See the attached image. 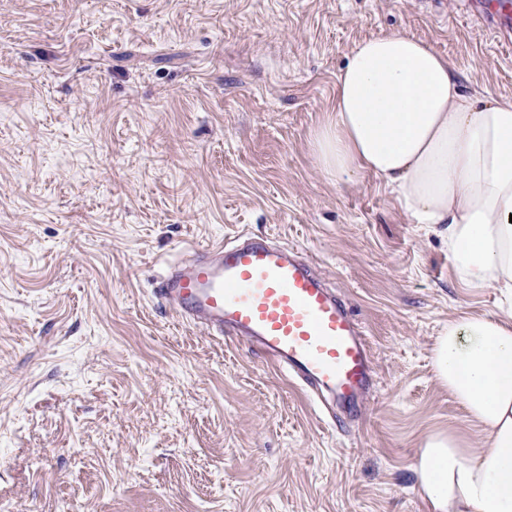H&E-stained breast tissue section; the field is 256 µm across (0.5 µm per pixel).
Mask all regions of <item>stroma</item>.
<instances>
[{
    "instance_id": "35a3bbf8",
    "label": "stroma",
    "mask_w": 512,
    "mask_h": 512,
    "mask_svg": "<svg viewBox=\"0 0 512 512\" xmlns=\"http://www.w3.org/2000/svg\"><path fill=\"white\" fill-rule=\"evenodd\" d=\"M405 30L463 93L512 48L460 0H0V504L11 512H431L425 437L487 443L432 346L495 296L394 193L318 168L353 46ZM300 247L364 325L375 386L335 431L248 344L177 321L166 262L239 231Z\"/></svg>"
}]
</instances>
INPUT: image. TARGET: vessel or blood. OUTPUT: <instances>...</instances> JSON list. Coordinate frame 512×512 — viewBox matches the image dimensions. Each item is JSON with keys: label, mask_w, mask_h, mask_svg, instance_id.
Listing matches in <instances>:
<instances>
[{"label": "vessel or blood", "mask_w": 512, "mask_h": 512, "mask_svg": "<svg viewBox=\"0 0 512 512\" xmlns=\"http://www.w3.org/2000/svg\"><path fill=\"white\" fill-rule=\"evenodd\" d=\"M469 7L503 46L512 45V20L484 11L482 0ZM156 294L179 321L259 350L327 425L361 415L374 382L365 331L348 299L298 248L242 231L168 263Z\"/></svg>", "instance_id": "b4317fda"}]
</instances>
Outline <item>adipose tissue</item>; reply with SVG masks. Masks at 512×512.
I'll return each mask as SVG.
<instances>
[{"label": "adipose tissue", "mask_w": 512, "mask_h": 512, "mask_svg": "<svg viewBox=\"0 0 512 512\" xmlns=\"http://www.w3.org/2000/svg\"><path fill=\"white\" fill-rule=\"evenodd\" d=\"M312 150L329 178L390 187L447 241L454 283L494 292L495 312L450 317L432 347L437 378L489 443L436 432L414 468L433 512H512V99L462 93L446 56L389 32L352 49Z\"/></svg>", "instance_id": "ef3b65f1"}]
</instances>
